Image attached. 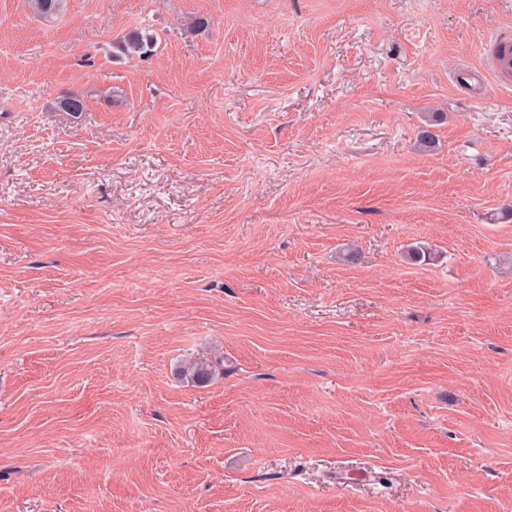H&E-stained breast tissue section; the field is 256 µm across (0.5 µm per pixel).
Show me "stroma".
<instances>
[{
  "label": "stroma",
  "mask_w": 512,
  "mask_h": 512,
  "mask_svg": "<svg viewBox=\"0 0 512 512\" xmlns=\"http://www.w3.org/2000/svg\"><path fill=\"white\" fill-rule=\"evenodd\" d=\"M505 31L512 0H0V512H512ZM489 56L483 67L485 79H494L500 82L509 81L512 72V50L510 41L498 36L491 38L487 43ZM221 364L222 361L220 359L212 360L210 358H199L193 363H190L185 372L194 383L204 385L208 383L216 373L220 372L218 366H221Z\"/></svg>",
  "instance_id": "stroma-1"
}]
</instances>
